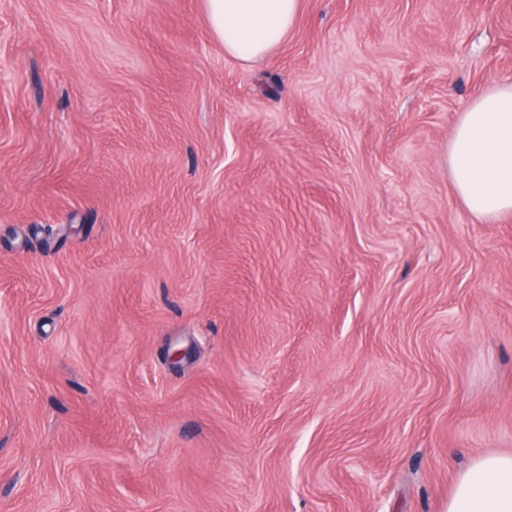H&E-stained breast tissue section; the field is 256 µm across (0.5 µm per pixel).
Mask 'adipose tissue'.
<instances>
[{"instance_id":"adipose-tissue-1","label":"adipose tissue","mask_w":512,"mask_h":512,"mask_svg":"<svg viewBox=\"0 0 512 512\" xmlns=\"http://www.w3.org/2000/svg\"><path fill=\"white\" fill-rule=\"evenodd\" d=\"M225 55L257 60L294 27L299 0H204ZM446 159L465 207L491 221L512 212V83L498 84L461 112ZM445 512H512V453L478 457L458 477Z\"/></svg>"}]
</instances>
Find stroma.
<instances>
[{"label":"stroma","mask_w":512,"mask_h":512,"mask_svg":"<svg viewBox=\"0 0 512 512\" xmlns=\"http://www.w3.org/2000/svg\"><path fill=\"white\" fill-rule=\"evenodd\" d=\"M512 0H0V512H445L512 452V214L446 149ZM187 356L173 362V350ZM225 55L257 60L276 50L295 26L299 0H204Z\"/></svg>","instance_id":"obj_1"}]
</instances>
